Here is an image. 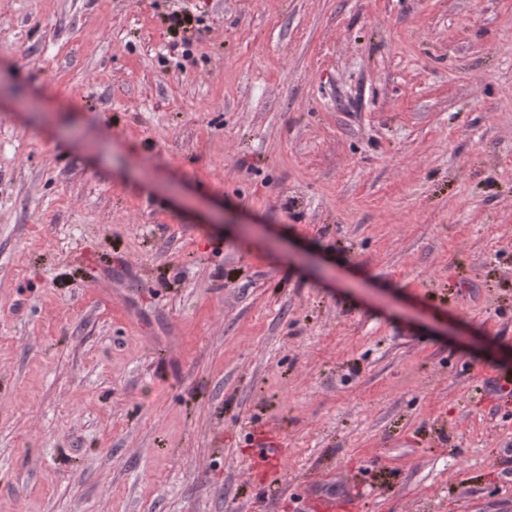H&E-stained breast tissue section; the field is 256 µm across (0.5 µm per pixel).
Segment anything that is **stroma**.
Here are the masks:
<instances>
[{
	"instance_id": "1",
	"label": "stroma",
	"mask_w": 512,
	"mask_h": 512,
	"mask_svg": "<svg viewBox=\"0 0 512 512\" xmlns=\"http://www.w3.org/2000/svg\"><path fill=\"white\" fill-rule=\"evenodd\" d=\"M488 340L512 0H0V512H512Z\"/></svg>"
}]
</instances>
